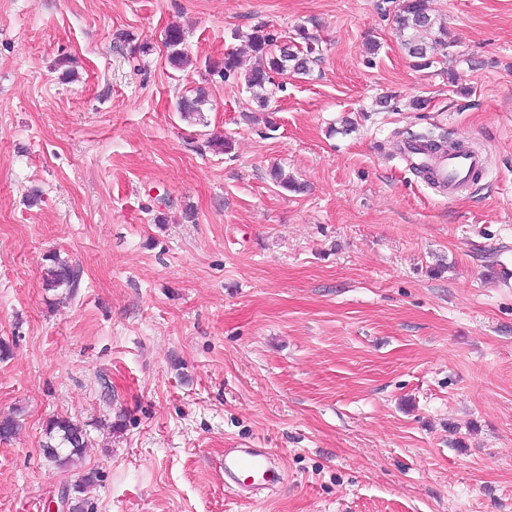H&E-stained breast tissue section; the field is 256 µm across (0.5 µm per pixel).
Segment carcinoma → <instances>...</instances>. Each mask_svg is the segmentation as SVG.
<instances>
[{"label":"carcinoma","mask_w":512,"mask_h":512,"mask_svg":"<svg viewBox=\"0 0 512 512\" xmlns=\"http://www.w3.org/2000/svg\"><path fill=\"white\" fill-rule=\"evenodd\" d=\"M394 30L402 47L413 59L414 66L429 69L435 63L434 50L439 46L448 48V30L437 23L428 7V0H398L392 18ZM299 43L288 47L276 45L273 35L257 27L247 35V43L251 52L259 59L258 66L244 74L246 91L251 94L252 101L258 111H271L273 85L275 76L290 71L306 74L311 64L318 61L314 57V38L305 28L297 30ZM182 34L177 28H170L165 38L168 49L169 63L179 69L188 62L187 53L182 48ZM237 53H224L219 73L223 77L235 76L240 69ZM203 96L196 94L182 99L177 106L178 112L185 120L200 121L203 118ZM408 140L421 143L428 152L435 153L444 149L445 141L436 139L432 134L410 133ZM273 182L287 191H300L302 187L295 180L275 167L270 171ZM50 266L43 275L44 286L48 290L61 291L62 300L72 298L80 288L82 280L81 268L53 253L47 256ZM22 423L17 415H8L0 419V440H7L18 433ZM89 446V439L81 426L67 417L58 416L47 421L44 429L43 453L47 459L60 468L75 464L82 458L84 449ZM95 474L90 472L83 477L81 483L73 487L77 496L73 497L74 512H84V499L80 494L94 483Z\"/></svg>","instance_id":"1"}]
</instances>
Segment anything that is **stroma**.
Returning a JSON list of instances; mask_svg holds the SVG:
<instances>
[{
    "instance_id": "1",
    "label": "stroma",
    "mask_w": 512,
    "mask_h": 512,
    "mask_svg": "<svg viewBox=\"0 0 512 512\" xmlns=\"http://www.w3.org/2000/svg\"><path fill=\"white\" fill-rule=\"evenodd\" d=\"M430 5L454 45L420 70L392 0H0V418L22 423L0 512L90 472L84 512H512V0ZM260 25L320 49L268 119L216 70L254 65ZM397 131L473 139L487 168L448 198ZM53 252L74 299L43 286ZM56 416L89 439L67 469ZM228 448L271 450L282 483L241 498ZM183 43L182 34L179 29L171 27L166 34L165 46L168 49V61L177 69L184 67L188 62L187 53L181 47ZM50 266L43 275V282L46 290H61L59 298L61 302L71 299L79 290L82 271L77 265L70 263L68 260L62 259L56 253L47 256ZM44 438L41 446L45 457L60 468L74 465L89 446V439L83 428L64 416L47 421Z\"/></svg>"
}]
</instances>
